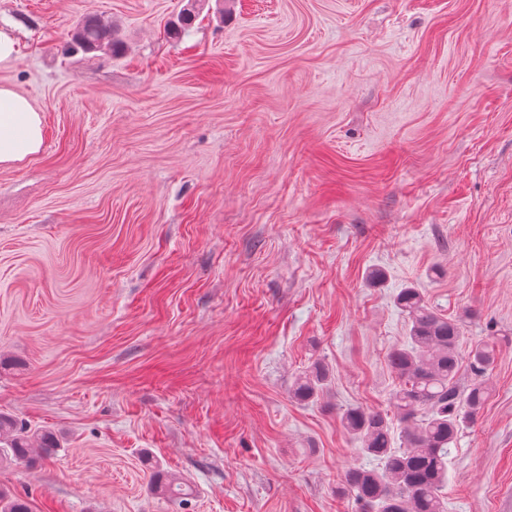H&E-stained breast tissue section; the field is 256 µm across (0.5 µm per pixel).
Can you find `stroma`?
Masks as SVG:
<instances>
[{
    "label": "stroma",
    "instance_id": "1",
    "mask_svg": "<svg viewBox=\"0 0 512 512\" xmlns=\"http://www.w3.org/2000/svg\"><path fill=\"white\" fill-rule=\"evenodd\" d=\"M0 0V85L43 115L0 166V463L32 512H355L344 409L389 410L394 299L489 343L447 512H512V0ZM118 51L72 50L85 17ZM383 269L370 283L367 272ZM311 402L291 395L314 361ZM329 382V372L319 362H313L297 377L292 388V397L301 402L316 398L326 388ZM36 443V444H35ZM0 461L34 467L57 452V440L48 430L30 433L11 415L0 413ZM152 490L178 504L181 509L188 504L191 498V493L185 488L184 483L174 477L166 479L164 482L155 483Z\"/></svg>",
    "mask_w": 512,
    "mask_h": 512
}]
</instances>
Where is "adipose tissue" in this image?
Masks as SVG:
<instances>
[{"label": "adipose tissue", "instance_id": "ef3b65f1", "mask_svg": "<svg viewBox=\"0 0 512 512\" xmlns=\"http://www.w3.org/2000/svg\"><path fill=\"white\" fill-rule=\"evenodd\" d=\"M43 144L40 112L12 87L0 85V164L36 154Z\"/></svg>", "mask_w": 512, "mask_h": 512}]
</instances>
